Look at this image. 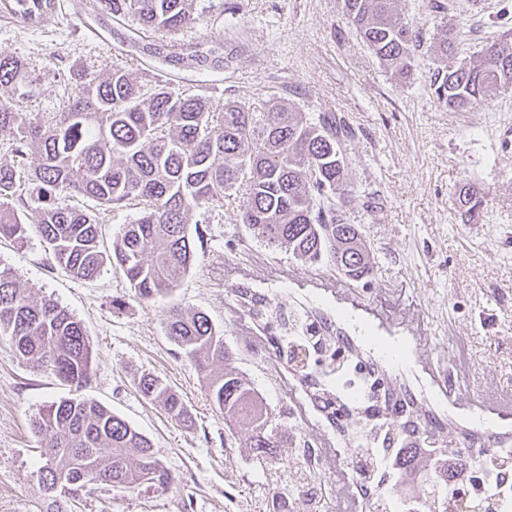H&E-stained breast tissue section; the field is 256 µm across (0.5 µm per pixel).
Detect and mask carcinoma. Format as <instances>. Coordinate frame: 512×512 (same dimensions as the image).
<instances>
[{
	"instance_id": "1",
	"label": "carcinoma",
	"mask_w": 512,
	"mask_h": 512,
	"mask_svg": "<svg viewBox=\"0 0 512 512\" xmlns=\"http://www.w3.org/2000/svg\"><path fill=\"white\" fill-rule=\"evenodd\" d=\"M402 0H342V13L379 63L406 79L418 52L434 58L430 85L450 110L482 105L489 93L512 87V40L484 46L475 61H457L458 32L442 29L432 44L401 7ZM100 21L110 33L129 15L138 17L149 41L148 55L206 65L223 42L187 54L173 51L168 34L196 21L189 0H96ZM0 11L24 26L41 23L56 11V0H0ZM64 111L44 120L26 110L27 76L15 58L0 57V136L8 138L12 159L0 163V238L24 242L29 225L21 210L37 204V230L56 263L79 280L98 276L103 264L96 213L57 202L81 195L108 209L135 207L138 217L124 225L112 243V260L141 300L176 288L194 260L190 213L234 197L241 223L273 251L305 263H323L350 283H370L371 249L344 208L355 186L347 146L356 137L345 117L319 112L309 118L299 107L272 97L256 108L227 98L223 103L202 91L172 90L139 83L123 67L103 76H71ZM484 194L475 185L458 193L467 212H477ZM240 307L270 337L279 357L297 378L313 407L343 438L354 441L347 461L371 512H409L400 492L418 471L432 484L411 487L420 496L418 512H448L444 502L474 479L471 491L501 512L499 494L488 486L512 487V462L496 438L481 454L457 445L474 434L440 418L426 400L387 379L360 346L306 309L286 311L275 299L238 287ZM165 331L201 377L210 406L224 416L229 435L258 461L276 459L287 441L262 393L234 365L207 314L180 305L168 311ZM0 336L32 369L83 387L92 373L93 353L83 324L51 300H35L20 287L11 268L0 265ZM355 373L362 390L347 388ZM140 395L163 407L170 418L192 426L193 417L176 390L162 379L143 375ZM46 463L38 483L57 505L59 483L69 495L90 478L110 487L135 489L145 475L166 489L170 472L157 459L151 440L98 402L62 398L34 421Z\"/></svg>"
}]
</instances>
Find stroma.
Here are the masks:
<instances>
[{
  "instance_id": "35a3bbf8",
  "label": "stroma",
  "mask_w": 512,
  "mask_h": 512,
  "mask_svg": "<svg viewBox=\"0 0 512 512\" xmlns=\"http://www.w3.org/2000/svg\"><path fill=\"white\" fill-rule=\"evenodd\" d=\"M426 2L404 0L407 17L427 43L442 24L455 27L463 59L512 34V0L476 7L453 0L443 20L429 15ZM193 8L196 22L169 41L206 47L223 37L233 53L228 67L175 69L149 57L133 43L139 21L127 18L119 36H110L92 0H59L32 28L0 16V54L23 64L33 113L62 111L70 95L64 74L102 77L116 66L148 84L200 87L217 100L230 95L257 105L275 95L306 113H342L357 132L348 149L357 196L346 216L371 246L372 281L352 284L328 267L269 251L229 199L208 214L192 213V220L210 219L192 268L173 292L143 301L110 261L114 238L136 210L107 211L101 272L81 281L54 263L37 211L28 208L26 240L0 241V263L35 299L52 300L82 322L93 365L89 383L76 390L23 364L0 336V512H48L37 480L44 450L32 422L46 405L75 395L146 435L173 482L164 491L90 486L65 499V512H368L343 466L349 444L240 307L233 290L241 285L289 308L319 309L442 418L483 435H512V88L494 91L483 106L448 110L429 86L432 60H419L410 80L395 78L347 26L339 0H195ZM472 182L487 195L471 218L457 197ZM175 303L206 313L269 406L291 410L282 421L293 446L286 459L258 462L227 436L200 377L166 334ZM144 373L181 395L192 428L140 395ZM304 442L318 456L316 468L302 461Z\"/></svg>"
}]
</instances>
